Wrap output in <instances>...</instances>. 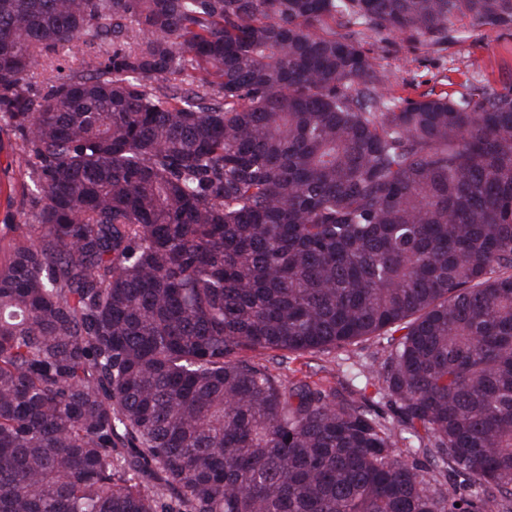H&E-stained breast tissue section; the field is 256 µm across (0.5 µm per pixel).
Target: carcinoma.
Segmentation results:
<instances>
[{"instance_id":"carcinoma-1","label":"carcinoma","mask_w":512,"mask_h":512,"mask_svg":"<svg viewBox=\"0 0 512 512\" xmlns=\"http://www.w3.org/2000/svg\"><path fill=\"white\" fill-rule=\"evenodd\" d=\"M456 16L512 0H0L38 181L0 249V512H512V87L399 101L318 33ZM369 341L343 399L251 356ZM97 48L93 44H80L79 47L67 45L58 48L56 53L50 57V61L45 63L43 68H39L35 73L27 79V85L32 93H39L45 87V78L49 76L51 68L48 63L52 64V68H57L62 74H68L71 71L82 70L85 61L93 56Z\"/></svg>"}]
</instances>
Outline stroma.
I'll use <instances>...</instances> for the list:
<instances>
[{"label": "stroma", "instance_id": "stroma-1", "mask_svg": "<svg viewBox=\"0 0 512 512\" xmlns=\"http://www.w3.org/2000/svg\"><path fill=\"white\" fill-rule=\"evenodd\" d=\"M363 50L373 58L386 79L385 87L399 99L423 93L450 95L484 84L499 87L512 83V29L473 26L466 17L457 18L447 42H424L405 34H378L357 28ZM97 51L95 45L58 48L49 66L38 69L27 79L31 92H41L51 70L70 73L83 69ZM16 138L9 129L0 130V246L13 238V228L33 221L28 200L35 190L34 180L21 162ZM283 376L304 381L346 395L350 376L338 370L332 353L292 356Z\"/></svg>", "mask_w": 512, "mask_h": 512}]
</instances>
